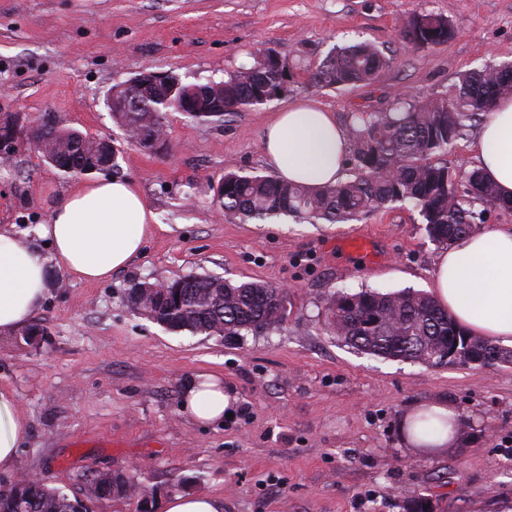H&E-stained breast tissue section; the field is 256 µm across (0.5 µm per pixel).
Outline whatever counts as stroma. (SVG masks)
I'll list each match as a JSON object with an SVG mask.
<instances>
[{
  "mask_svg": "<svg viewBox=\"0 0 512 512\" xmlns=\"http://www.w3.org/2000/svg\"><path fill=\"white\" fill-rule=\"evenodd\" d=\"M415 11L453 22L454 37L425 48L401 37ZM375 41L392 62L374 83L336 90L308 81L332 47ZM288 62L274 100L221 121L165 115L166 142H130L106 107L112 87L143 72L183 82L252 65ZM512 62V0H0V116L43 114L111 140L118 179L133 182L154 214L141 253L106 282L55 269L30 324L0 334V387L13 391L30 432L14 471L82 496L87 475L144 464L153 489L137 500H96L92 512H163L174 493L223 496L224 512H406L408 494L433 512H512V363L493 368L383 359L322 329L327 296L340 288L429 291L442 247L417 209L402 204L332 228L225 217L216 188L225 172L268 173L261 133L304 98L347 125L351 112L390 108L397 95L445 93L466 71ZM0 180V226L45 223L75 178L52 171L22 144ZM367 235L363 260L345 251ZM219 275L288 290L279 329L236 342L173 333L127 308L144 279ZM221 375L231 417L202 427L182 411L185 382ZM441 400L469 421L455 445L407 444L405 413Z\"/></svg>",
  "mask_w": 512,
  "mask_h": 512,
  "instance_id": "stroma-1",
  "label": "stroma"
}]
</instances>
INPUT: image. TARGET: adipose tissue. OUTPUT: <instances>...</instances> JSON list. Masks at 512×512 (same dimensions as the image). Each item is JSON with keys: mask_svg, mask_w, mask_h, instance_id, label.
I'll return each mask as SVG.
<instances>
[{"mask_svg": "<svg viewBox=\"0 0 512 512\" xmlns=\"http://www.w3.org/2000/svg\"><path fill=\"white\" fill-rule=\"evenodd\" d=\"M261 147L278 179L317 187L341 180L348 141L334 113L300 100L265 126ZM468 160L502 197L512 198L511 97L497 100ZM152 219L134 184L98 178L62 194L35 235L0 227V333L18 330L41 306L53 267L83 282L104 281L124 269L140 254ZM39 238L49 241L51 256L37 248ZM431 291L471 335L512 345V225L468 236L442 252ZM230 404L219 376L200 373L185 385L183 411L197 424L222 422ZM28 435L14 393L0 388V472L14 468Z\"/></svg>", "mask_w": 512, "mask_h": 512, "instance_id": "adipose-tissue-1", "label": "adipose tissue"}]
</instances>
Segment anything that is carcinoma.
<instances>
[{"mask_svg": "<svg viewBox=\"0 0 512 512\" xmlns=\"http://www.w3.org/2000/svg\"><path fill=\"white\" fill-rule=\"evenodd\" d=\"M403 39L415 47L448 41L454 27L432 12H414L404 21ZM391 59L371 41H359L332 51L310 74L311 84L344 88L372 83ZM288 63L260 59L222 80L197 81L199 96L188 117L222 120L224 116L263 105L279 96L288 78ZM132 88H113L112 118L136 145L161 141L166 104L178 101L168 79H157L142 93L146 107H124ZM512 95V68L487 66L462 74L439 97L408 92L393 106L350 115L348 153L351 173L321 187L282 182L272 175L224 173L217 196L224 215L245 222L291 217L308 224H348L394 203L418 209L429 238L451 246L481 231L486 209L512 212V202L499 198L495 187L476 170H452L441 157L463 139L467 121L492 111L495 102ZM54 126L30 127L18 140L43 145L46 164L64 176L89 173L101 159L100 143L53 119ZM137 281L127 289L126 306L168 331L222 336L232 340L260 335L283 325L288 291L268 283H232L221 276L186 275L166 281ZM323 327L342 342L367 354L418 361L429 367L448 365V347L466 330L454 322L426 293L418 291L340 289L326 299ZM472 345L512 363L505 350L474 336ZM448 426V420L424 408L409 422L412 434L428 435ZM143 486L141 473L116 472L97 476L88 497L126 499ZM85 501L43 482L15 484L0 492V512H85Z\"/></svg>", "mask_w": 512, "mask_h": 512, "instance_id": "obj_1", "label": "carcinoma"}]
</instances>
